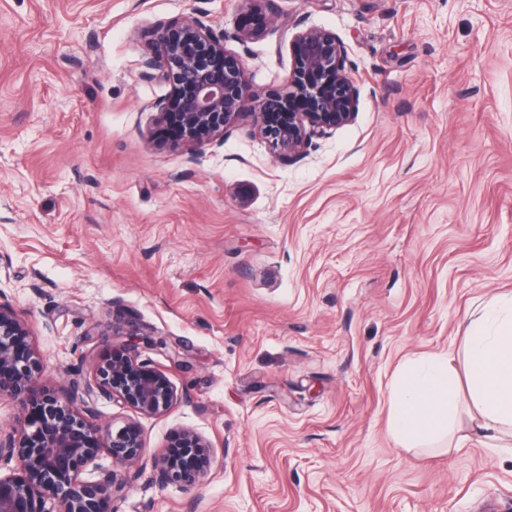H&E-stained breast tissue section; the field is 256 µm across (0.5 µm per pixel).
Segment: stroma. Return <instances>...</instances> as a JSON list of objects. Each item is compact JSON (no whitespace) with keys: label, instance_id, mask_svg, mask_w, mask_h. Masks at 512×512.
I'll return each mask as SVG.
<instances>
[{"label":"stroma","instance_id":"obj_1","mask_svg":"<svg viewBox=\"0 0 512 512\" xmlns=\"http://www.w3.org/2000/svg\"><path fill=\"white\" fill-rule=\"evenodd\" d=\"M276 5L0 0V304L46 389L88 377L119 318L179 344L141 350L166 415L97 397L94 420L136 422L150 454L194 431L220 463L191 492L115 466L112 512H512L511 453L389 432L404 365L463 370L460 324L512 294V0ZM189 17L242 58L247 101L192 157L140 65ZM308 28L342 44L358 112L288 161L254 110Z\"/></svg>","mask_w":512,"mask_h":512}]
</instances>
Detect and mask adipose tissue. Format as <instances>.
Returning a JSON list of instances; mask_svg holds the SVG:
<instances>
[{
  "label": "adipose tissue",
  "instance_id": "obj_1",
  "mask_svg": "<svg viewBox=\"0 0 512 512\" xmlns=\"http://www.w3.org/2000/svg\"><path fill=\"white\" fill-rule=\"evenodd\" d=\"M469 392L461 394L448 360L404 372L394 393L390 428L394 440L422 448L453 436L458 414L472 402L478 430L495 438L512 427V297L489 302L463 329Z\"/></svg>",
  "mask_w": 512,
  "mask_h": 512
}]
</instances>
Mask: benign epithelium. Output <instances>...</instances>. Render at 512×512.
I'll use <instances>...</instances> for the list:
<instances>
[{
    "label": "benign epithelium",
    "instance_id": "1",
    "mask_svg": "<svg viewBox=\"0 0 512 512\" xmlns=\"http://www.w3.org/2000/svg\"><path fill=\"white\" fill-rule=\"evenodd\" d=\"M292 47L288 86L263 100L259 125L261 134L288 157L313 138L351 123L359 97L334 35L306 29L293 37ZM141 67L144 78L171 87V95L158 105V120L175 121L181 141L193 151L224 141L225 129L245 109L242 59L195 17L155 30L154 49ZM27 336V324L0 304V398L21 406L44 369L41 353L24 343ZM94 394L148 416L166 413L177 401L167 375L140 359L139 347L127 342L98 362L90 378L70 382L64 394H42L37 415L0 435V463H14L9 473L0 474V512H112L116 473L98 463L101 450L112 463L126 466L143 458L146 445L133 422L94 424ZM181 441L191 450L189 457L155 453L154 481L191 492L215 457L197 434L187 432Z\"/></svg>",
    "mask_w": 512,
    "mask_h": 512
}]
</instances>
